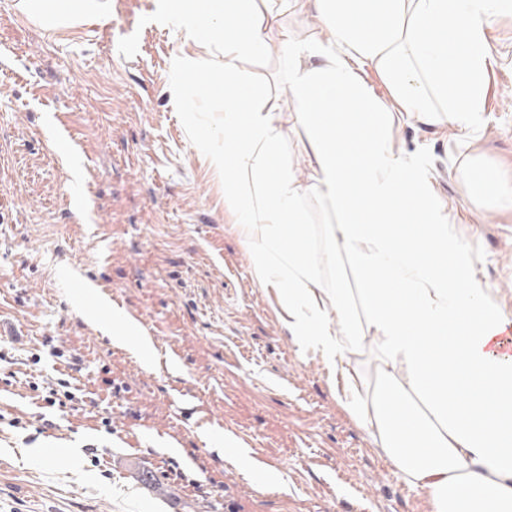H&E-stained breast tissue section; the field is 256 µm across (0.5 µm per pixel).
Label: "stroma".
I'll return each mask as SVG.
<instances>
[{"instance_id":"1","label":"stroma","mask_w":512,"mask_h":512,"mask_svg":"<svg viewBox=\"0 0 512 512\" xmlns=\"http://www.w3.org/2000/svg\"><path fill=\"white\" fill-rule=\"evenodd\" d=\"M270 7L275 30L320 38L295 0ZM487 36L483 125L403 115L393 134L430 162L477 278L512 317V210L473 205L455 178L472 157L512 182V16L491 17ZM240 66L255 106L288 130L281 165L308 183L287 66L275 52ZM223 76L220 44L177 30L157 0H108L100 21L53 29L0 0V351L13 360L0 368V512H431L342 406L340 370L291 335L255 274L211 161L224 102L191 92ZM303 206L335 287L322 258L333 215L313 196ZM115 308L151 339L152 362L103 334L97 318ZM104 366L125 392L105 390ZM59 378L86 402L44 407L38 386Z\"/></svg>"}]
</instances>
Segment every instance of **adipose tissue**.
I'll return each instance as SVG.
<instances>
[{
    "mask_svg": "<svg viewBox=\"0 0 512 512\" xmlns=\"http://www.w3.org/2000/svg\"><path fill=\"white\" fill-rule=\"evenodd\" d=\"M320 40L284 39L296 126L307 135L314 181L301 185L280 165L284 133L269 115L245 110L255 96L238 61L263 56L272 39L259 0H159L169 22L218 36L224 80L197 87L224 101L229 134L214 158L231 184L239 230L263 286L282 300L288 329L329 367L344 364L367 333L383 366L372 395L347 372L345 407L392 466L426 489L432 512H512V355L490 345L512 329L473 272L471 253L437 201L429 164L396 147L392 111L424 128L483 123L488 18L512 0H307ZM52 28L97 20L102 0H23ZM386 85L382 103L366 79ZM472 201L512 204V187L486 165L460 167ZM314 194L334 222L324 239L338 284L325 287L310 255L302 196ZM419 225L429 249L407 234ZM353 274L358 287L343 284Z\"/></svg>",
    "mask_w": 512,
    "mask_h": 512,
    "instance_id": "ef3b65f1",
    "label": "adipose tissue"
}]
</instances>
